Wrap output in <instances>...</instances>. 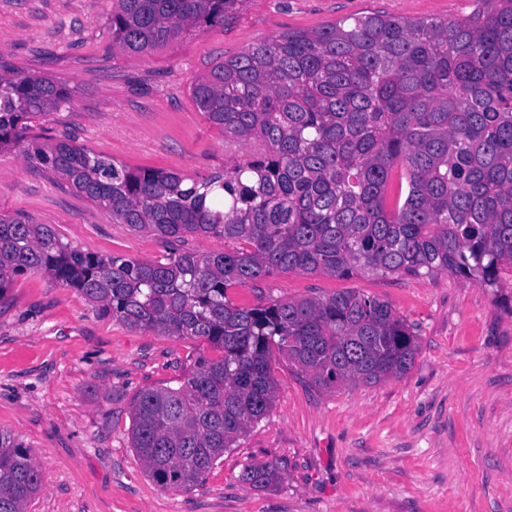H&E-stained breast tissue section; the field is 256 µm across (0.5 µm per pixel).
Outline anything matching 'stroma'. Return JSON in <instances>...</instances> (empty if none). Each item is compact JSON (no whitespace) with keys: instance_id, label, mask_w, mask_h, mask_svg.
<instances>
[{"instance_id":"35a3bbf8","label":"stroma","mask_w":512,"mask_h":512,"mask_svg":"<svg viewBox=\"0 0 512 512\" xmlns=\"http://www.w3.org/2000/svg\"><path fill=\"white\" fill-rule=\"evenodd\" d=\"M474 0H245L223 25L140 57L112 45V0H0V52L26 74L69 83L70 104L32 122L31 142L66 141L130 168L207 174L238 156L190 87L253 43L356 14L458 19ZM0 214L50 225L83 252L159 260L224 249L223 238L165 240L0 152ZM355 289L390 304L417 336L409 372L376 385L314 387L273 355L270 414L187 491L159 487L132 445L141 390L177 386L205 340L131 329L42 273L0 295V428L33 454L42 487L28 512H512V287L440 272L341 278L280 273L234 302ZM281 479L245 483L252 464ZM242 479L254 487L263 488L278 482L280 474L275 464L266 462L249 466Z\"/></svg>"}]
</instances>
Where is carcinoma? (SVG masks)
<instances>
[{"label":"carcinoma","mask_w":512,"mask_h":512,"mask_svg":"<svg viewBox=\"0 0 512 512\" xmlns=\"http://www.w3.org/2000/svg\"><path fill=\"white\" fill-rule=\"evenodd\" d=\"M114 2L112 42L138 54L224 25L243 0ZM475 2L453 21L346 17L217 62L192 95L224 143L258 149L201 176L133 171L64 141L23 147L28 122L74 90L0 60V151L22 150L134 230L236 244L132 261L0 217V295L42 272L132 329L221 350L134 402L133 448L161 487L199 482L271 411L273 351L332 389L402 377L419 350L386 302L355 290L243 307L229 289L287 271L512 282V0ZM242 479L263 488L280 474L266 462ZM40 488L30 449L0 429V512H27Z\"/></svg>","instance_id":"1"}]
</instances>
